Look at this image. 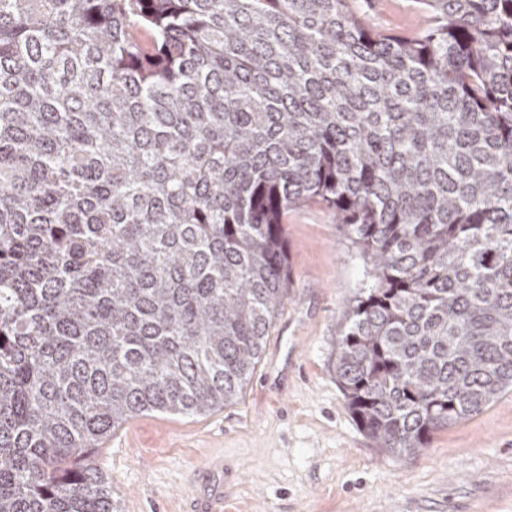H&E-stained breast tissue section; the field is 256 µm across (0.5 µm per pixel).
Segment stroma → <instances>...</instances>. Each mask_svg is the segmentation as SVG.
<instances>
[{
    "instance_id": "obj_1",
    "label": "stroma",
    "mask_w": 512,
    "mask_h": 512,
    "mask_svg": "<svg viewBox=\"0 0 512 512\" xmlns=\"http://www.w3.org/2000/svg\"><path fill=\"white\" fill-rule=\"evenodd\" d=\"M373 28L412 33L411 0H364ZM292 284L239 400L195 417L136 416L91 455L121 512H193L224 463L223 512H512V390L397 457L353 421L336 336L364 264L333 212L284 218Z\"/></svg>"
}]
</instances>
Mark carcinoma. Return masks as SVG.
<instances>
[{
  "label": "carcinoma",
  "instance_id": "obj_1",
  "mask_svg": "<svg viewBox=\"0 0 512 512\" xmlns=\"http://www.w3.org/2000/svg\"><path fill=\"white\" fill-rule=\"evenodd\" d=\"M0 0V512H120L130 418L234 403L332 209L351 416L398 457L512 388V0ZM367 12L373 28L389 33H412L429 19L412 7L410 0H358Z\"/></svg>",
  "mask_w": 512,
  "mask_h": 512
}]
</instances>
